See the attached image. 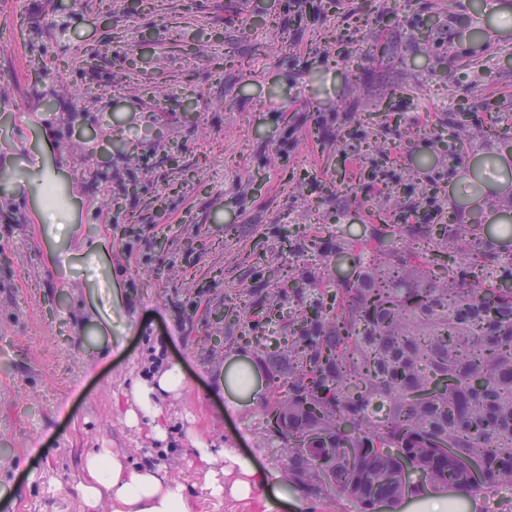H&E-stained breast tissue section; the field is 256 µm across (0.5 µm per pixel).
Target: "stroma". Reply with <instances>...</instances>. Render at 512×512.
Wrapping results in <instances>:
<instances>
[{"label": "stroma", "mask_w": 512, "mask_h": 512, "mask_svg": "<svg viewBox=\"0 0 512 512\" xmlns=\"http://www.w3.org/2000/svg\"><path fill=\"white\" fill-rule=\"evenodd\" d=\"M480 2L0 0V473L28 462L10 512H84L94 448L160 466L195 512H264L259 495L214 494L234 477L202 446L254 454L283 512H356L290 489L266 399L230 408L213 378L245 356L272 390L285 315L328 302L386 216L430 189L512 252V171L486 161L512 155V24L473 37ZM369 42L379 54L360 56ZM452 150L456 177L430 183ZM39 162L71 224L39 223ZM489 178L474 205L471 181ZM228 307L241 319L215 318ZM86 339L123 349L95 359ZM172 364L186 382L158 403L160 441L125 413L132 382ZM436 500L512 512L505 490L428 489L397 512Z\"/></svg>", "instance_id": "1"}]
</instances>
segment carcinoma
Here are the masks:
<instances>
[{
  "label": "carcinoma",
  "instance_id": "obj_1",
  "mask_svg": "<svg viewBox=\"0 0 512 512\" xmlns=\"http://www.w3.org/2000/svg\"><path fill=\"white\" fill-rule=\"evenodd\" d=\"M415 246L360 249L336 300L288 318L268 426L291 483L394 512L418 485L512 489V260L480 224H390ZM476 459L475 483L460 466Z\"/></svg>",
  "mask_w": 512,
  "mask_h": 512
}]
</instances>
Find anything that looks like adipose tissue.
Instances as JSON below:
<instances>
[{
  "label": "adipose tissue",
  "mask_w": 512,
  "mask_h": 512,
  "mask_svg": "<svg viewBox=\"0 0 512 512\" xmlns=\"http://www.w3.org/2000/svg\"><path fill=\"white\" fill-rule=\"evenodd\" d=\"M256 376L257 370L252 365L220 375L219 383L231 406L258 400L262 388ZM183 384L184 376L175 365L158 371L152 382H134L131 394L135 407L127 411V420L134 422L141 416L157 418V397L174 392ZM218 454L240 475L230 488L231 495L245 498L253 490H260L268 512H276L282 496L270 491L268 476L255 466L252 457L239 454L234 448L219 449ZM83 471L85 477L79 491L88 512H95L104 500L109 502L110 512H193L183 485L169 481L155 467L130 463L120 451L107 448L88 451L83 459Z\"/></svg>",
  "instance_id": "adipose-tissue-1"
}]
</instances>
